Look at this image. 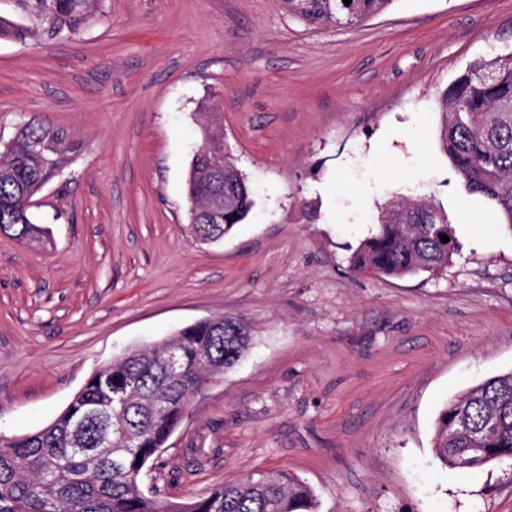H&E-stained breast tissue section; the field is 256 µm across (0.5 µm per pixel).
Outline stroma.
<instances>
[{
	"label": "stroma",
	"mask_w": 512,
	"mask_h": 512,
	"mask_svg": "<svg viewBox=\"0 0 512 512\" xmlns=\"http://www.w3.org/2000/svg\"><path fill=\"white\" fill-rule=\"evenodd\" d=\"M0 39V141L44 121L82 141L35 197L46 239L0 234V434L51 423L96 369L198 320L255 343L191 404L142 484L185 501L255 471L306 481L319 512H512V461L446 468L443 404L512 371V228L465 190L439 94L512 45V0H395L357 29L282 0H92ZM252 190L224 241L190 230L203 112ZM431 196L462 244L436 274L351 270L377 209Z\"/></svg>",
	"instance_id": "35a3bbf8"
}]
</instances>
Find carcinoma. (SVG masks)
Listing matches in <instances>:
<instances>
[{
  "mask_svg": "<svg viewBox=\"0 0 512 512\" xmlns=\"http://www.w3.org/2000/svg\"><path fill=\"white\" fill-rule=\"evenodd\" d=\"M90 0H39L53 31L75 21ZM311 25L356 29L395 0H284ZM440 143L466 190L491 200L512 228V48L471 61L438 99ZM223 115L209 113L188 179L189 226L213 218L207 243L224 240L250 213L241 171L224 156V193H211L213 161L224 152ZM81 144L62 127L28 122L0 150V233L41 239L25 199L35 196ZM377 229L350 256L353 271L402 278L448 268L459 254L447 215L411 194L379 207ZM449 241L444 243L440 235ZM253 336L233 318L187 326L136 347L94 371L43 429L0 438V512H318L313 490L286 472L258 471L206 495L173 503L141 492L136 481L183 421L192 399L249 351ZM177 350L171 372L166 349ZM108 436L111 447L99 449ZM444 467L480 468L512 459V372L492 377L440 410L433 436Z\"/></svg>",
  "mask_w": 512,
  "mask_h": 512,
  "instance_id": "obj_1",
  "label": "carcinoma"
}]
</instances>
